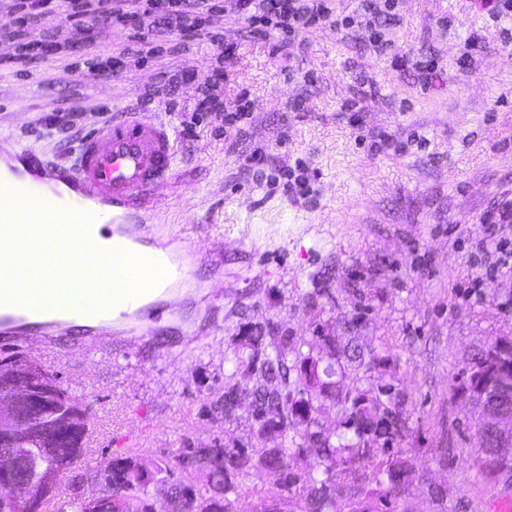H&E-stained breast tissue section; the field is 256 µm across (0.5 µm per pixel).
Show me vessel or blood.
Instances as JSON below:
<instances>
[{
  "label": "vessel or blood",
  "mask_w": 512,
  "mask_h": 512,
  "mask_svg": "<svg viewBox=\"0 0 512 512\" xmlns=\"http://www.w3.org/2000/svg\"><path fill=\"white\" fill-rule=\"evenodd\" d=\"M13 156L35 179L66 185L75 198L66 209L43 192L36 208L0 204V247L50 237L91 242L99 220H106L112 248L102 265L112 272V300L95 305L89 315L106 323L116 305L124 318L139 321L141 334H153V326L143 323L142 317L153 305L175 297L177 290L165 273L180 262L176 256L149 254L143 235L145 218L159 211L161 191L173 175L176 139L170 128L144 113L117 108L111 124L91 129L80 139L72 165L43 163L21 146L15 147ZM43 291L57 313L40 320L36 314L41 305L27 301L24 278L0 275V330L25 342L33 331L64 328L69 319L63 309L64 289L49 282Z\"/></svg>",
  "instance_id": "obj_1"
}]
</instances>
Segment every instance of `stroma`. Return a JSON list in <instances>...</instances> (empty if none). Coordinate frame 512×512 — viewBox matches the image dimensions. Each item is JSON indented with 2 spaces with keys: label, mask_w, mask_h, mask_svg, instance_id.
<instances>
[{
  "label": "stroma",
  "mask_w": 512,
  "mask_h": 512,
  "mask_svg": "<svg viewBox=\"0 0 512 512\" xmlns=\"http://www.w3.org/2000/svg\"><path fill=\"white\" fill-rule=\"evenodd\" d=\"M398 14L382 56L365 30L328 22L275 55L281 32H253L229 14L215 28L236 47L224 62L207 41L176 54L165 45L106 76L85 63V27L71 25L60 53L25 72L0 65V138L59 165L74 148L44 127L59 105L85 127L110 122L117 102L175 128L218 68L226 110L243 93L257 105L244 128L203 121L180 137L156 219L157 238L221 260L223 280L200 265L178 320L119 347L79 329L25 351L0 335V358L40 363L92 413L56 501L95 493L85 474L115 457L174 468L183 448L274 446L250 417L251 369L235 361L259 329L265 343L285 336L303 354L334 355L349 397L393 393L401 429L372 442L352 479L326 482L338 507L360 489L379 512H493L512 491L479 463L474 412L457 391L474 353L512 342V268L497 267L512 224L492 236L482 228L512 202V20L492 21L479 0H399ZM409 53L437 60L430 87L397 66ZM163 73L179 77L176 91L145 101ZM257 147L268 154L260 171L244 164ZM298 161L308 195L271 186L280 165ZM230 388L226 417L214 404ZM395 460L412 481L389 499L373 466ZM303 493L253 464L234 510Z\"/></svg>",
  "instance_id": "stroma-1"
}]
</instances>
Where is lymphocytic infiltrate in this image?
<instances>
[{"mask_svg":"<svg viewBox=\"0 0 512 512\" xmlns=\"http://www.w3.org/2000/svg\"><path fill=\"white\" fill-rule=\"evenodd\" d=\"M397 6L398 0H359L350 15L338 19L332 0H224L225 12L241 16L257 32L274 29L295 37L329 21L340 28H366L369 46L377 54L392 45L390 25L398 17ZM10 11L11 23L0 26V41L4 43L13 40L16 27L61 17L80 21L95 15V24L88 28L93 41L102 39L116 23L138 27L139 43L134 52L119 51L97 61V68L106 72L153 56L156 39L166 35L185 36L194 32L199 38H209L216 13L210 0H15ZM193 112L196 117L231 126L252 118L254 105L242 98L235 111H226L223 97L212 85L197 98Z\"/></svg>","mask_w":512,"mask_h":512,"instance_id":"1","label":"lymphocytic infiltrate"}]
</instances>
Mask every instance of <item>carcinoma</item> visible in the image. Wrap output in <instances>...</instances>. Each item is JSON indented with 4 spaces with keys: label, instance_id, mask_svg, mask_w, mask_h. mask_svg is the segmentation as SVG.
<instances>
[{
    "label": "carcinoma",
    "instance_id": "obj_1",
    "mask_svg": "<svg viewBox=\"0 0 512 512\" xmlns=\"http://www.w3.org/2000/svg\"><path fill=\"white\" fill-rule=\"evenodd\" d=\"M252 359L261 361L253 384V418L258 423V431L266 434L277 429L286 436L288 431H298L301 426L314 424L313 401L327 398L336 401L339 391L336 382L321 377L315 367H307L313 356L303 355L288 339H281L271 350L260 351L263 337H251ZM297 379L290 381L292 372ZM297 389L298 400L292 399V389ZM357 405L347 417L346 429L354 437L347 438L334 431L307 432L319 448L318 461L306 479L307 494L302 501H289L288 510L273 504H262L258 512H338L336 503L323 493L325 481H319L315 472H322L331 480L336 477L348 478L357 466L370 456V448L363 434L371 429L381 428L392 435L398 430L397 414L388 408L380 398H355ZM78 414L77 428L59 438L54 434L41 433L18 443L26 463V476L42 499L52 495L55 486L48 484V477L58 465L72 466L81 456L84 439L87 435L89 415L73 403ZM292 449L277 444L264 448L258 454L257 464L286 475L288 484L301 480V476L291 472ZM252 457L241 448H190L182 451L178 461L182 470L193 469L205 475L207 494H196L194 486L185 475L174 477V471L161 464H152L144 469L135 457H120L109 460L104 465L106 474L102 498L91 505L77 497L60 503L57 512H157L152 500L150 487L158 482L170 483L171 504L165 512H185L188 499L197 501L200 512H232L230 495L237 492L236 480L244 469L250 466ZM388 486L386 494L400 495L401 488L409 481V473L404 464L396 461L386 469Z\"/></svg>",
    "mask_w": 512,
    "mask_h": 512
}]
</instances>
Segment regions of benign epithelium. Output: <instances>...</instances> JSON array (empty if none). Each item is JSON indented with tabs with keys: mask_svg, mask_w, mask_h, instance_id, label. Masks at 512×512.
<instances>
[{
	"mask_svg": "<svg viewBox=\"0 0 512 512\" xmlns=\"http://www.w3.org/2000/svg\"><path fill=\"white\" fill-rule=\"evenodd\" d=\"M509 370L512 371V363L492 352L477 381L488 388ZM56 390L43 368L27 358H21L9 369L0 368V484L9 491L17 512H39V505L28 480L17 476L19 462L14 444L17 439L42 430V398ZM459 397L478 410L476 431L482 438L481 447L490 453L512 448V409L477 403L466 392L459 393Z\"/></svg>",
	"mask_w": 512,
	"mask_h": 512,
	"instance_id": "7a95c632",
	"label": "benign epithelium"
}]
</instances>
